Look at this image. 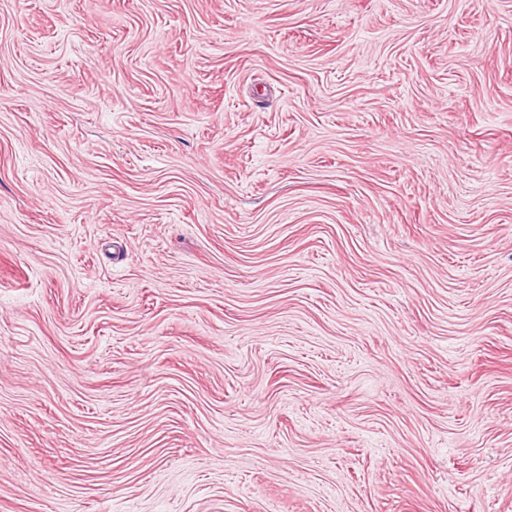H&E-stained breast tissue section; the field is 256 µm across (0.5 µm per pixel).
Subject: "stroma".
<instances>
[{
    "label": "stroma",
    "mask_w": 512,
    "mask_h": 512,
    "mask_svg": "<svg viewBox=\"0 0 512 512\" xmlns=\"http://www.w3.org/2000/svg\"><path fill=\"white\" fill-rule=\"evenodd\" d=\"M0 512H512V0H0Z\"/></svg>",
    "instance_id": "stroma-1"
}]
</instances>
